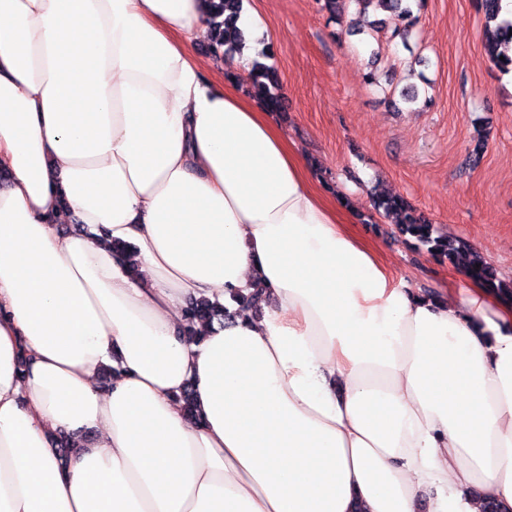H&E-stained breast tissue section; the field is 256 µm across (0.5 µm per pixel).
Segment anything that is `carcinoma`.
Instances as JSON below:
<instances>
[{
    "label": "carcinoma",
    "mask_w": 512,
    "mask_h": 512,
    "mask_svg": "<svg viewBox=\"0 0 512 512\" xmlns=\"http://www.w3.org/2000/svg\"><path fill=\"white\" fill-rule=\"evenodd\" d=\"M214 17L220 19L215 25V37L210 49L216 53L233 54L240 50L244 43L243 31L238 27V20L243 10V0H208ZM358 14L364 15L369 8L386 12V18L380 24L391 25V40H398L403 46H408V40L413 28L419 21L414 14L413 6L420 5L423 0H354ZM500 0H477V7L482 12L486 22V33L492 35L493 41H485V51L490 61L502 71H512V57L500 58L496 52L498 43H512V21L499 19ZM270 58L269 50H262L251 62L248 79L257 90L266 106L278 112L282 109V95L279 82L273 66L265 63ZM373 205L378 211L392 213L398 216L397 226L403 235L409 236L415 244L422 246L433 255L456 267L462 255H468V263L463 267L464 274L482 283L494 293L512 300V281L501 278L496 270L488 263L480 252L473 250L463 241L443 236L437 232L434 225L426 222L416 214V210L407 200L396 194L385 191L373 194ZM233 300L239 304L238 313L243 315L248 311H258L263 301L262 290L257 289L248 296H235ZM224 306L205 298L190 304L185 316V334L195 337L196 323H209L225 317Z\"/></svg>",
    "instance_id": "carcinoma-1"
}]
</instances>
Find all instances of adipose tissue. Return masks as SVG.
<instances>
[{"instance_id": "obj_1", "label": "adipose tissue", "mask_w": 512, "mask_h": 512, "mask_svg": "<svg viewBox=\"0 0 512 512\" xmlns=\"http://www.w3.org/2000/svg\"><path fill=\"white\" fill-rule=\"evenodd\" d=\"M212 35L0 0V512H512V301L394 278ZM226 309L224 305L210 302L205 298L195 300L186 310L184 332L189 338L195 337L194 326L196 323H210L214 319L224 320Z\"/></svg>"}]
</instances>
